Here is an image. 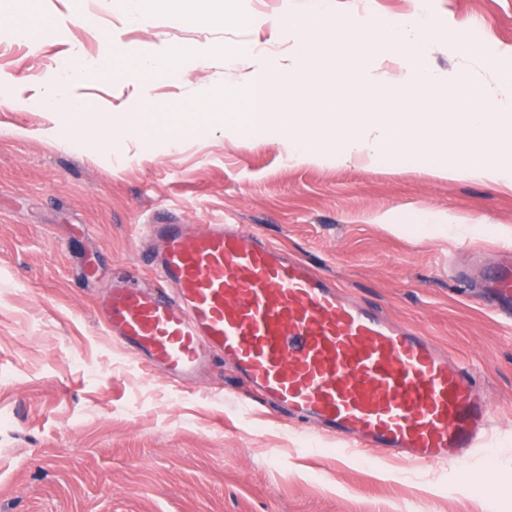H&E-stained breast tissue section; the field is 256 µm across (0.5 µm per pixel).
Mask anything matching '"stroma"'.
<instances>
[{
	"instance_id": "stroma-1",
	"label": "stroma",
	"mask_w": 512,
	"mask_h": 512,
	"mask_svg": "<svg viewBox=\"0 0 512 512\" xmlns=\"http://www.w3.org/2000/svg\"><path fill=\"white\" fill-rule=\"evenodd\" d=\"M15 0H0V512H512V317L479 283L512 243V184L445 180L408 167L290 159L278 145L194 113V98L284 64L272 19H402L412 0H186L181 17L134 20L104 0H39L48 32L14 43ZM236 23L199 21L205 12ZM437 72L494 85L475 40L512 68V0H427ZM155 52L196 45L206 61L164 79L128 63L81 85L88 109L63 129L40 107L62 65L105 41ZM224 45L225 55L211 53ZM165 131L131 138L109 118L143 104ZM183 224L254 225L357 300L411 324L481 373L501 421L466 462L420 467L348 457L335 438L253 400L223 360L174 386L128 354L99 318L112 279L145 286L149 223L161 203Z\"/></svg>"
}]
</instances>
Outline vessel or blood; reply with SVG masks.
<instances>
[{
    "label": "vessel or blood",
    "instance_id": "vessel-or-blood-1",
    "mask_svg": "<svg viewBox=\"0 0 512 512\" xmlns=\"http://www.w3.org/2000/svg\"><path fill=\"white\" fill-rule=\"evenodd\" d=\"M158 286L112 282L105 321L122 347L180 382L220 353L273 407L363 458L448 465L496 423L479 377L431 337L351 299L246 224L205 231L150 223ZM497 311L512 314V255L489 268Z\"/></svg>",
    "mask_w": 512,
    "mask_h": 512
}]
</instances>
